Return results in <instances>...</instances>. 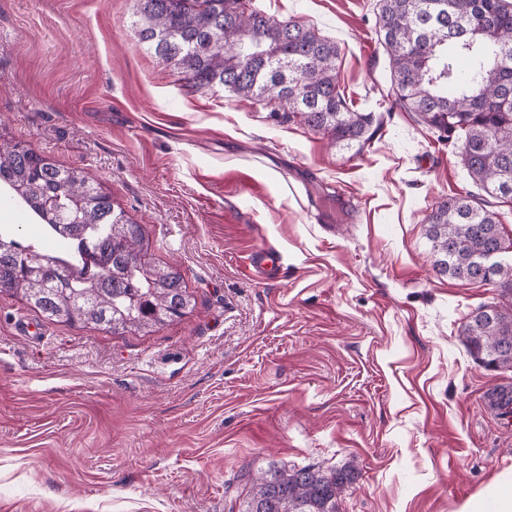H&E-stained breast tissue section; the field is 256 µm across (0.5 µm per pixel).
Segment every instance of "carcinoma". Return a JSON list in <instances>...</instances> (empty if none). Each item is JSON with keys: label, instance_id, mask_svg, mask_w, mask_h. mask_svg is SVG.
<instances>
[{"label": "carcinoma", "instance_id": "obj_1", "mask_svg": "<svg viewBox=\"0 0 512 512\" xmlns=\"http://www.w3.org/2000/svg\"><path fill=\"white\" fill-rule=\"evenodd\" d=\"M378 7L395 103L456 145L487 194L512 198V0H378ZM136 17L139 40L188 87L271 103L270 117L297 119L334 145L372 137L374 113L354 109L340 91L335 41L240 0H138ZM249 38L256 49L247 55L239 44ZM2 187L54 246H23L0 231V293L47 320L114 335L152 333L193 311L181 273L149 264L143 225L115 209L84 171L0 141ZM425 234L438 274L496 288V301L472 312L459 335L484 368L512 369V262L491 277L477 263L505 244L497 213L457 194L432 206ZM487 396L500 415H512L511 386ZM353 478L350 469L308 466L267 474L244 512H340Z\"/></svg>", "mask_w": 512, "mask_h": 512}]
</instances>
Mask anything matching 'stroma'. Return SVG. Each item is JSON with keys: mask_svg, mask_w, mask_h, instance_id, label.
<instances>
[{"mask_svg": "<svg viewBox=\"0 0 512 512\" xmlns=\"http://www.w3.org/2000/svg\"><path fill=\"white\" fill-rule=\"evenodd\" d=\"M336 41L381 127L332 145L197 91L141 44L136 0H0V136L84 170L143 224L194 311L143 335L0 293V512H243L276 469L346 466L341 512H458L512 486V416L459 334L491 288L433 268L425 219L480 195L394 103L377 0H254ZM266 247L274 278L246 257ZM487 396L491 400V407L499 411L501 416L512 415V387L511 385H498L492 388Z\"/></svg>", "mask_w": 512, "mask_h": 512, "instance_id": "1", "label": "stroma"}]
</instances>
